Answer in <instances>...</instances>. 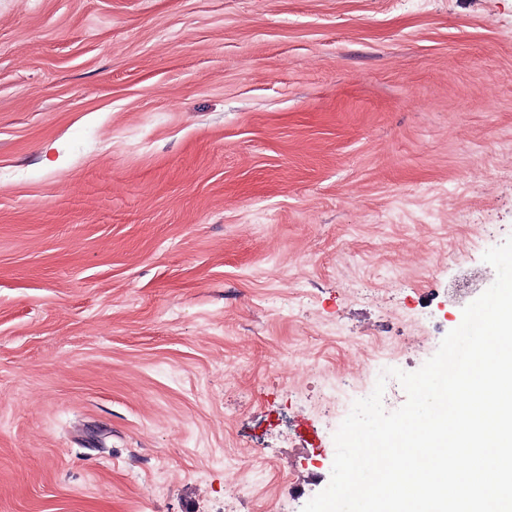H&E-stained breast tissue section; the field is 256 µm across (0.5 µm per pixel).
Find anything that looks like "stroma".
I'll list each match as a JSON object with an SVG mask.
<instances>
[{"label": "stroma", "mask_w": 512, "mask_h": 512, "mask_svg": "<svg viewBox=\"0 0 512 512\" xmlns=\"http://www.w3.org/2000/svg\"><path fill=\"white\" fill-rule=\"evenodd\" d=\"M511 236L512 0H0V512L307 503Z\"/></svg>", "instance_id": "35a3bbf8"}]
</instances>
